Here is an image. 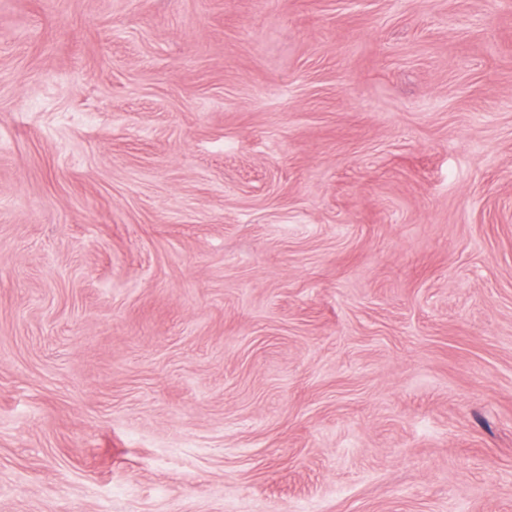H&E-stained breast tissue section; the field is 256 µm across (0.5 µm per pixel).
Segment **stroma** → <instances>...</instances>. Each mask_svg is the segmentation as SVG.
<instances>
[{
	"label": "stroma",
	"instance_id": "stroma-1",
	"mask_svg": "<svg viewBox=\"0 0 512 512\" xmlns=\"http://www.w3.org/2000/svg\"><path fill=\"white\" fill-rule=\"evenodd\" d=\"M0 512H512V0H0Z\"/></svg>",
	"mask_w": 512,
	"mask_h": 512
}]
</instances>
